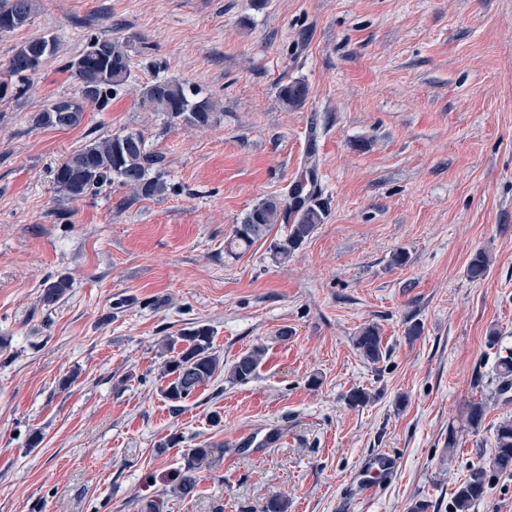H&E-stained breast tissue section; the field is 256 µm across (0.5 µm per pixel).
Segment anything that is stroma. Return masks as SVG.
<instances>
[{
	"label": "stroma",
	"instance_id": "35a3bbf8",
	"mask_svg": "<svg viewBox=\"0 0 512 512\" xmlns=\"http://www.w3.org/2000/svg\"><path fill=\"white\" fill-rule=\"evenodd\" d=\"M40 35L59 51L36 74L0 68V512H141L159 495L165 512H264L276 495L287 512H449L512 415L493 397L495 351L512 349V0H38L0 55ZM97 36L128 45L127 85L78 126L36 125L74 96L69 64ZM158 78L214 99V124L142 107ZM294 81L308 96L289 109L278 90ZM127 130L163 155L170 191L61 197L57 167ZM311 148L323 223L285 263L280 223L226 254ZM198 324L225 364L266 354L250 382L218 375L176 410L163 341ZM368 324L375 364L353 345ZM355 389L370 400L352 408ZM202 445L213 465L170 495ZM376 455L391 467L369 497ZM354 346L363 359L378 363L383 357L382 337L374 324L363 327L354 340Z\"/></svg>",
	"mask_w": 512,
	"mask_h": 512
}]
</instances>
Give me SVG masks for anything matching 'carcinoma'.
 Here are the masks:
<instances>
[{"label": "carcinoma", "mask_w": 512, "mask_h": 512, "mask_svg": "<svg viewBox=\"0 0 512 512\" xmlns=\"http://www.w3.org/2000/svg\"><path fill=\"white\" fill-rule=\"evenodd\" d=\"M35 11V0H0V27L13 32L27 25ZM105 45L108 52L97 55L94 48ZM58 43L53 36H36L6 51L5 70L9 77L25 79L35 74L29 60L54 55ZM83 68L73 70L77 88L90 85L95 96L87 100L80 95L59 99L48 104L35 117V124L44 127H75L84 117L85 108L95 106L104 109L112 100V93L122 86L131 75V56L127 45L108 38L91 40L80 55ZM308 96V88L301 82L281 85L279 99L287 108L300 107ZM142 103L154 112H160L169 122L206 128L216 114L215 103L206 98L192 100L177 82L157 79L140 91ZM163 156L149 151L143 136L137 131L115 133L93 141L73 152L57 168L54 183L57 192L72 200L81 199L98 189L119 183L137 199L160 197L168 191L161 165ZM306 179L293 185L289 199L268 197L250 209L236 225L224 249L230 255L248 250L259 240L266 238L272 226L278 222L287 225V234L272 242L270 249L277 259L286 260L305 243L323 222L325 206L319 198L315 180V166L307 164ZM488 267L486 256L476 253L469 265V275L478 280L485 276ZM70 288L69 279L60 277L45 285L42 300L51 305ZM354 346L363 359L377 363L383 357L382 337L374 324L363 327L354 340ZM166 351L173 354L163 366L162 376L172 379L161 389L165 399L179 403L187 399L199 387L207 384L222 371L233 383H246L257 373L265 348L256 346L241 355L229 368H224L219 355L213 349V331L207 325H198L178 336H169ZM494 396L504 403L512 401V352L496 353ZM211 449L201 446L190 449L177 473L172 493L185 497L197 487L201 473L211 465ZM512 473V416L500 421L494 431L492 456L489 461L469 469L465 480L455 490L453 512H474L475 506L485 496L491 476Z\"/></svg>", "instance_id": "carcinoma-1"}]
</instances>
